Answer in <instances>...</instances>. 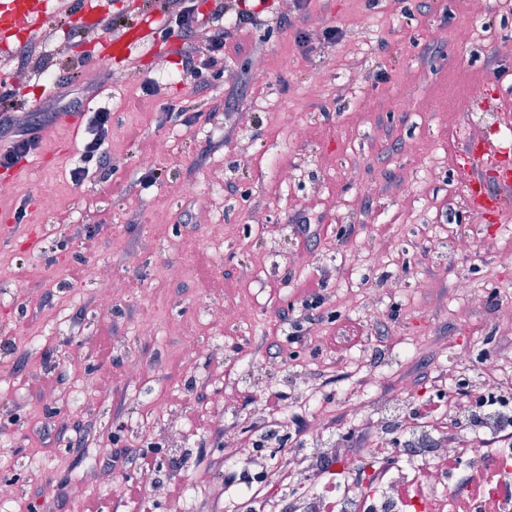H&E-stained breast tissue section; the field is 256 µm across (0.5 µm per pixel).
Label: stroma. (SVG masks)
Returning a JSON list of instances; mask_svg holds the SVG:
<instances>
[{
    "mask_svg": "<svg viewBox=\"0 0 512 512\" xmlns=\"http://www.w3.org/2000/svg\"><path fill=\"white\" fill-rule=\"evenodd\" d=\"M305 13L316 28L341 27V41L310 51L295 28L243 27L206 95L180 76L172 40L87 66L104 35L88 18L66 14L60 0H50L47 21L82 36L58 32L47 41L54 71L17 80L16 48L0 47V74L15 90L11 122L37 127L41 138L33 154L0 168V185L11 188L0 197V408L15 412L0 420V480L27 489L0 512H83L64 494L44 507L39 490L50 482L64 491L117 439L148 451L156 466L112 461L111 487L86 493L101 512H230L260 444L272 453L264 512H281L305 481L289 467V452L309 454L323 442L342 456L354 452L360 432L349 410L364 390L414 405L455 398L446 368L462 358L470 393L488 387L491 373L512 384V339L501 329L512 265L500 262L512 254V234L487 219L472 223L448 167L463 127L482 113L464 108L473 87L496 103L512 98V0H486L478 14L469 0H307ZM116 73L127 75L124 85H114ZM148 82L155 94H144ZM213 98L223 111H211ZM78 102L112 110L110 191L101 189L100 170L79 184L70 178L83 133L69 131L60 114ZM167 103L197 121L168 117ZM246 103L253 110L241 127L235 116ZM149 154L161 173L143 187L140 160ZM244 154L251 165L241 163ZM404 176L412 180L408 196L397 190ZM46 181L56 185L51 208L39 196ZM187 181L194 195L183 194ZM212 200L213 220L224 226L215 247L194 219ZM21 207L23 221L11 220ZM258 208L267 216L262 231L250 221ZM160 211L167 223H156ZM302 216L315 233L300 243L293 227ZM33 225L42 227V242L23 249ZM89 231L95 240L86 249ZM127 248L139 253L137 267L126 265ZM78 262L84 273L70 278ZM100 263L126 285L107 314L94 304ZM177 264L187 267L178 285L167 276ZM309 277L322 282L319 302L297 288ZM463 279L478 295L458 318L452 309ZM49 293L61 311L54 324L42 320ZM216 306L250 314L219 324L208 316ZM147 319L156 335L139 334ZM106 335L107 361L99 356ZM187 336L194 349L183 348ZM403 336L424 340L411 364L351 369L359 352L390 353ZM48 370L59 388L80 387L89 375L112 384L57 403L29 386ZM310 381L332 415L316 436L312 408L296 401ZM203 389L216 405L198 403ZM271 390L283 403L274 417L262 405ZM161 402L181 413L184 439L172 441L156 414ZM230 434L232 450L224 446ZM172 480L181 496L170 495ZM129 481L147 485L145 500L125 495Z\"/></svg>",
    "mask_w": 512,
    "mask_h": 512,
    "instance_id": "1",
    "label": "stroma"
}]
</instances>
